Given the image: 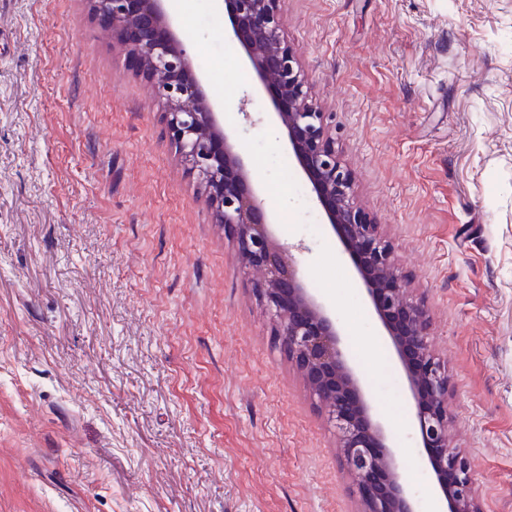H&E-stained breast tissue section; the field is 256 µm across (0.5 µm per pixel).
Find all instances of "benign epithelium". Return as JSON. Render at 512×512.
Listing matches in <instances>:
<instances>
[{"mask_svg": "<svg viewBox=\"0 0 512 512\" xmlns=\"http://www.w3.org/2000/svg\"><path fill=\"white\" fill-rule=\"evenodd\" d=\"M92 11L136 59L166 105L172 137L198 174L216 222L236 240L242 268L256 274V296L276 319L274 335L313 394L329 407L360 512H419L398 463L392 429L372 414L345 333L307 287L290 247L278 242L271 216L253 188L241 148L219 122L188 47L167 14L166 0H89ZM281 0H224L227 38L240 45L258 86L270 98L271 118L288 134L305 173L406 373L412 421L427 451L429 470L446 512H480L471 495L470 468L449 449V381L430 350V314L410 297L392 248L379 225L353 200V173L342 164L329 132L331 113L309 101L296 52L280 35Z\"/></svg>", "mask_w": 512, "mask_h": 512, "instance_id": "obj_1", "label": "benign epithelium"}]
</instances>
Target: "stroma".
Returning a JSON list of instances; mask_svg holds the SVG:
<instances>
[{"mask_svg": "<svg viewBox=\"0 0 512 512\" xmlns=\"http://www.w3.org/2000/svg\"><path fill=\"white\" fill-rule=\"evenodd\" d=\"M167 9L434 512L406 375L330 224L307 229L222 0ZM281 34L430 310L472 496L512 512V0H283ZM274 324L88 0H0V512H359Z\"/></svg>", "mask_w": 512, "mask_h": 512, "instance_id": "35a3bbf8", "label": "stroma"}]
</instances>
